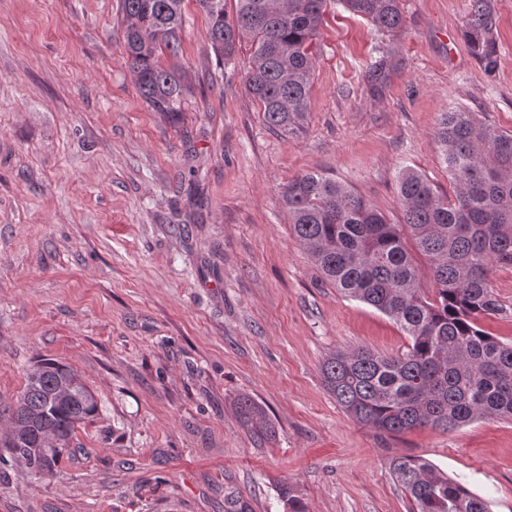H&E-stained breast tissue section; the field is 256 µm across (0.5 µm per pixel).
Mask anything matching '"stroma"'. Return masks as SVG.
<instances>
[{"label":"stroma","mask_w":512,"mask_h":512,"mask_svg":"<svg viewBox=\"0 0 512 512\" xmlns=\"http://www.w3.org/2000/svg\"><path fill=\"white\" fill-rule=\"evenodd\" d=\"M401 9L381 33L330 0L305 130L287 137L246 91L251 42L218 66L195 0L161 58L187 74L176 114L152 111L126 67L119 0H0V410L44 359L98 400L53 475L30 476L0 434V512H224L230 493L285 512L284 485L306 512H409L403 456L512 512V420L381 435L326 390L329 353L408 338L321 281L279 205L289 180L321 172L396 221L403 168L455 193L442 113L512 132V0H495L490 72L465 37L470 0ZM241 394L270 440L239 424Z\"/></svg>","instance_id":"stroma-1"}]
</instances>
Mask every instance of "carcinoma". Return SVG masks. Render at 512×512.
<instances>
[{
    "mask_svg": "<svg viewBox=\"0 0 512 512\" xmlns=\"http://www.w3.org/2000/svg\"><path fill=\"white\" fill-rule=\"evenodd\" d=\"M182 2L120 0L125 64L155 112L181 111L187 91L184 76L160 63L180 46L186 22ZM196 2L208 21L217 63L232 60L240 43L251 40L245 86L265 124L288 135L302 133L327 0ZM341 2L380 32L403 25L400 0ZM470 15L466 36L492 70L494 0H472ZM387 76L381 60L368 71L366 84L375 91ZM434 139L455 195H440L414 169L400 170V224L319 172L292 179L280 196L290 230L322 278L343 296L392 318L408 336L399 353L337 351L320 366L323 384L338 404L388 434L424 427L450 431L478 418L512 419V341L480 324L512 316L492 286L496 271L512 269V133L459 108L441 114ZM413 248L428 260L433 281L428 292L420 288ZM235 408L244 427L260 438L269 436L258 402L240 395ZM97 409L94 394L73 369L43 362L8 410L13 440L7 451L28 474L49 476L75 428ZM47 439L59 447L49 458L42 455ZM392 473L410 512H489L486 499L422 458H398ZM280 498L287 512H304L290 487L280 488Z\"/></svg>",
    "mask_w": 512,
    "mask_h": 512,
    "instance_id": "1",
    "label": "carcinoma"
}]
</instances>
